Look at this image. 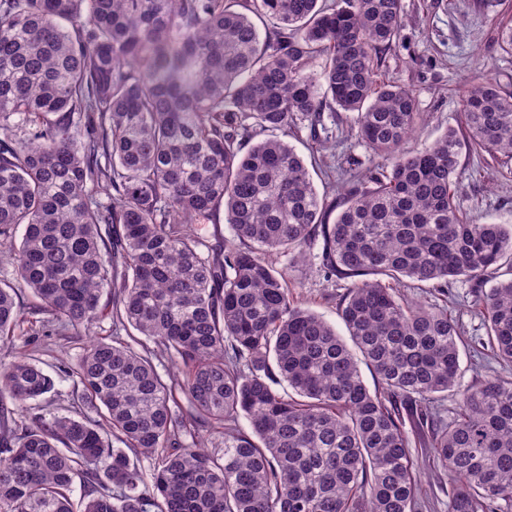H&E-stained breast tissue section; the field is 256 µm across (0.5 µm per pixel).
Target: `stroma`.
Listing matches in <instances>:
<instances>
[{"instance_id":"35a3bbf8","label":"stroma","mask_w":512,"mask_h":512,"mask_svg":"<svg viewBox=\"0 0 512 512\" xmlns=\"http://www.w3.org/2000/svg\"><path fill=\"white\" fill-rule=\"evenodd\" d=\"M406 23L399 40L383 54L384 79L410 86L423 115L406 148L431 145L447 130L460 128L462 97L470 82L491 73L501 83H512V54L498 44L500 23L512 21V0H403ZM304 159L319 193L335 192L327 170L339 164L345 154L368 161L369 153L356 140L337 137L326 148L313 147L307 133L291 138ZM465 195L463 208L480 223L512 224V169L493 171L469 150L460 156ZM276 266L286 267L302 303L322 315L338 334L346 328L336 310L340 289L319 271L318 256L303 264L288 265L286 257H275ZM448 306L465 337L485 333L483 317L472 302L467 284H456L448 296ZM85 344L81 336H52L37 349H27L22 339L0 346L9 353L28 352L45 361L66 358L76 361ZM422 485L427 492L428 512H448V477L437 468L428 449L411 442Z\"/></svg>"}]
</instances>
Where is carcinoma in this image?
Segmentation results:
<instances>
[{"label":"carcinoma","mask_w":512,"mask_h":512,"mask_svg":"<svg viewBox=\"0 0 512 512\" xmlns=\"http://www.w3.org/2000/svg\"><path fill=\"white\" fill-rule=\"evenodd\" d=\"M404 22L402 0H0V248L40 316L0 285V342L90 335L72 366L0 356V512H423L411 431L450 512H512V382L460 386L458 321L404 293L473 283L512 364V226L459 198L462 147L512 162V90L481 78L464 138L402 149L421 113L380 63ZM345 113L372 160L330 199L284 137ZM318 243L348 343L269 261Z\"/></svg>","instance_id":"cac0c4a2"}]
</instances>
